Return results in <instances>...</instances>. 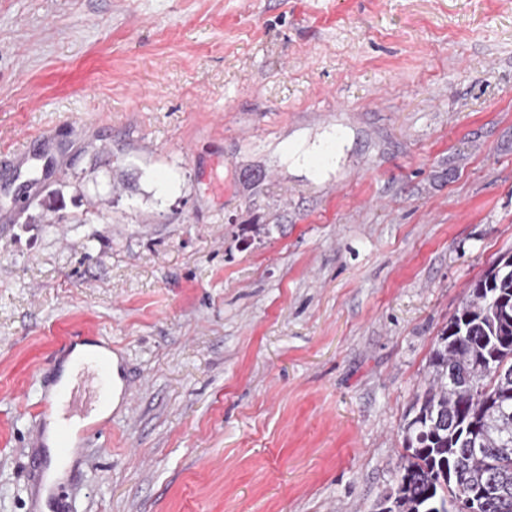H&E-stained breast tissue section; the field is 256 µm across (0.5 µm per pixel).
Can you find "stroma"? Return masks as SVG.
I'll use <instances>...</instances> for the list:
<instances>
[{
    "mask_svg": "<svg viewBox=\"0 0 512 512\" xmlns=\"http://www.w3.org/2000/svg\"><path fill=\"white\" fill-rule=\"evenodd\" d=\"M507 252L512 0H0V512L66 334L132 384L68 512H374Z\"/></svg>",
    "mask_w": 512,
    "mask_h": 512,
    "instance_id": "35a3bbf8",
    "label": "stroma"
}]
</instances>
